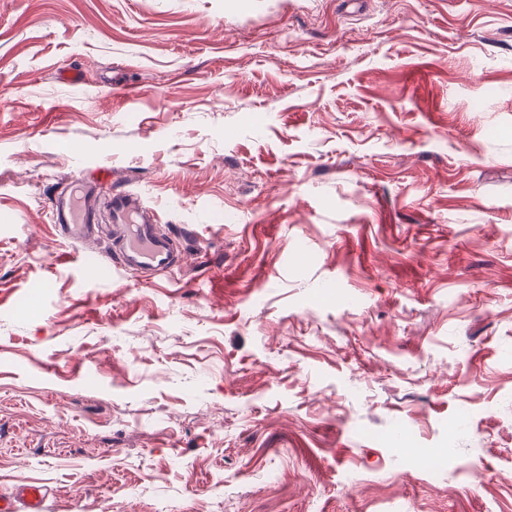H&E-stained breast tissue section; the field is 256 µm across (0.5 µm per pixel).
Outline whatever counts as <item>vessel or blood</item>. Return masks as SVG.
I'll list each match as a JSON object with an SVG mask.
<instances>
[{
    "label": "vessel or blood",
    "mask_w": 512,
    "mask_h": 512,
    "mask_svg": "<svg viewBox=\"0 0 512 512\" xmlns=\"http://www.w3.org/2000/svg\"><path fill=\"white\" fill-rule=\"evenodd\" d=\"M101 188L97 181L74 177L67 190L54 198L51 220L66 237L90 243L99 238L100 218L90 206ZM106 211L112 224V256L129 272H169L181 263L174 238L160 230L152 209L126 190L110 192ZM46 491L37 483L24 485L15 495H0V512H44Z\"/></svg>",
    "instance_id": "b4317fda"
}]
</instances>
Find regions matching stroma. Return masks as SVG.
Segmentation results:
<instances>
[{
    "instance_id": "1",
    "label": "stroma",
    "mask_w": 512,
    "mask_h": 512,
    "mask_svg": "<svg viewBox=\"0 0 512 512\" xmlns=\"http://www.w3.org/2000/svg\"><path fill=\"white\" fill-rule=\"evenodd\" d=\"M78 173L184 265L61 237ZM32 482L512 512V0H0V493ZM106 211L112 223V258L129 272H169L181 264L175 238L156 224L152 209L143 206L133 193H107Z\"/></svg>"
}]
</instances>
